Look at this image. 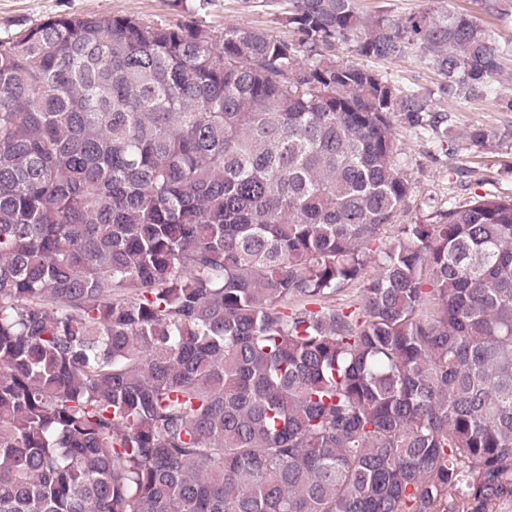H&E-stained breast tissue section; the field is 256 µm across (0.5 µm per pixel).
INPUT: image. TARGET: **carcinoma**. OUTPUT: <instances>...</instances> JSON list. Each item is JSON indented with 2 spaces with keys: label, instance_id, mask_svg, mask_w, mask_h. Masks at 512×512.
<instances>
[{
  "label": "carcinoma",
  "instance_id": "carcinoma-1",
  "mask_svg": "<svg viewBox=\"0 0 512 512\" xmlns=\"http://www.w3.org/2000/svg\"><path fill=\"white\" fill-rule=\"evenodd\" d=\"M281 1L293 39L118 14L0 37V512L512 499V197L431 198L372 257L411 191L392 117L448 127L328 58L413 54L468 101L512 45L448 0ZM427 3V0H359V7L365 13L384 9L394 16H407L426 7Z\"/></svg>",
  "mask_w": 512,
  "mask_h": 512
}]
</instances>
